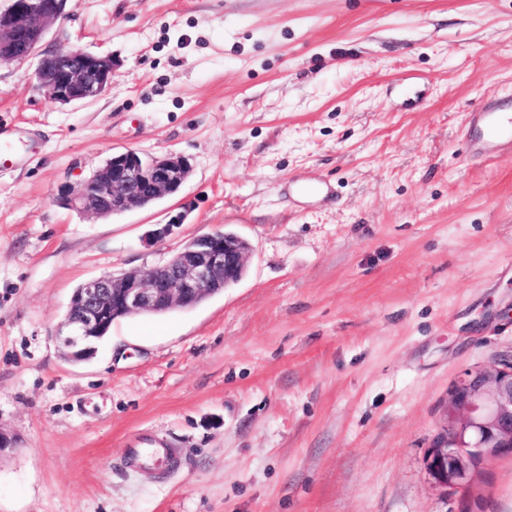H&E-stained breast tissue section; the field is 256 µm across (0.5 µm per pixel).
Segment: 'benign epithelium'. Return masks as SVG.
Masks as SVG:
<instances>
[{
	"mask_svg": "<svg viewBox=\"0 0 512 512\" xmlns=\"http://www.w3.org/2000/svg\"><path fill=\"white\" fill-rule=\"evenodd\" d=\"M67 0H11L0 11V61L36 53L48 29L65 17ZM117 62L82 48L61 47L41 53L36 89L59 104L92 103L112 86ZM191 175L180 155H142L115 151L78 188L63 184L54 200L98 218L142 209L150 200L178 194ZM178 211L153 230L156 241L185 222ZM250 247L215 231L193 239L143 273L107 272L85 281L70 299L54 339L65 356L84 361L120 317L162 314L191 308L238 282ZM512 455V361L501 368H475L448 391L446 424L428 450L425 465L434 486L444 492L467 489L475 463Z\"/></svg>",
	"mask_w": 512,
	"mask_h": 512,
	"instance_id": "1",
	"label": "benign epithelium"
}]
</instances>
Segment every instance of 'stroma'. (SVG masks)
<instances>
[{
  "label": "stroma",
  "instance_id": "stroma-1",
  "mask_svg": "<svg viewBox=\"0 0 512 512\" xmlns=\"http://www.w3.org/2000/svg\"><path fill=\"white\" fill-rule=\"evenodd\" d=\"M72 45L120 62L90 105L0 62V129L31 140L0 165V512H457L425 468L448 389L512 359V155L462 137L512 100V0H68L41 47ZM122 149L192 174L106 219L54 202ZM224 229L240 281L58 349L81 283ZM145 430L169 474L126 467ZM476 473L474 512H512V457Z\"/></svg>",
  "mask_w": 512,
  "mask_h": 512
}]
</instances>
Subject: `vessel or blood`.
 <instances>
[{"instance_id":"b4317fda","label":"vessel or blood","mask_w":512,"mask_h":512,"mask_svg":"<svg viewBox=\"0 0 512 512\" xmlns=\"http://www.w3.org/2000/svg\"><path fill=\"white\" fill-rule=\"evenodd\" d=\"M467 143L476 154L512 151V107L491 100L467 116ZM28 156L26 142L20 134L0 130V162L14 166ZM176 449L168 447L152 434H141L127 442L125 461L129 468L167 469L177 458Z\"/></svg>"}]
</instances>
